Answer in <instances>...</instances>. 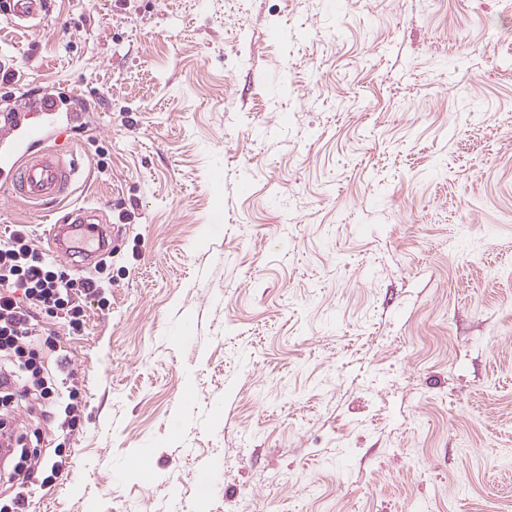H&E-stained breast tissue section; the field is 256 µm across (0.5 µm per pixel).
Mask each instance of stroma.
<instances>
[{
    "label": "stroma",
    "mask_w": 512,
    "mask_h": 512,
    "mask_svg": "<svg viewBox=\"0 0 512 512\" xmlns=\"http://www.w3.org/2000/svg\"><path fill=\"white\" fill-rule=\"evenodd\" d=\"M62 92L111 253L27 512H512V0L0 12V111Z\"/></svg>",
    "instance_id": "1"
}]
</instances>
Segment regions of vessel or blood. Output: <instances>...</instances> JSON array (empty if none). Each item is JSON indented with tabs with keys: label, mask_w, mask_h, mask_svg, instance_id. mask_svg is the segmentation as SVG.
Segmentation results:
<instances>
[{
	"label": "vessel or blood",
	"mask_w": 512,
	"mask_h": 512,
	"mask_svg": "<svg viewBox=\"0 0 512 512\" xmlns=\"http://www.w3.org/2000/svg\"><path fill=\"white\" fill-rule=\"evenodd\" d=\"M16 19L30 22L40 17L46 0H8ZM48 123L25 124L16 115L0 117V192L31 208L42 211L72 194L81 172L76 154H60L48 147ZM98 216L97 209L78 207L51 225L48 235L59 256H66L65 239L88 230Z\"/></svg>",
	"instance_id": "vessel-or-blood-1"
}]
</instances>
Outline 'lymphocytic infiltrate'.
<instances>
[{"mask_svg":"<svg viewBox=\"0 0 512 512\" xmlns=\"http://www.w3.org/2000/svg\"><path fill=\"white\" fill-rule=\"evenodd\" d=\"M97 292L93 279L78 282L65 268L34 248L27 225H15L0 240V444L9 463L0 468V482L17 493L0 512H23L24 489L33 480L52 483L58 463L45 461L39 451L40 432L16 423L18 408H49L56 389L45 376L37 354L45 320L80 336L86 330L84 301Z\"/></svg>","mask_w":512,"mask_h":512,"instance_id":"lymphocytic-infiltrate-1","label":"lymphocytic infiltrate"}]
</instances>
